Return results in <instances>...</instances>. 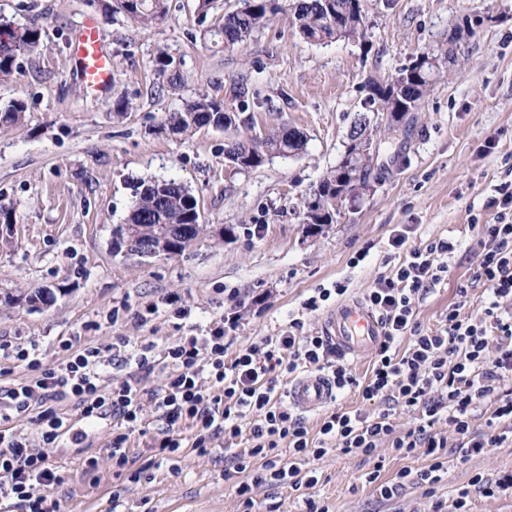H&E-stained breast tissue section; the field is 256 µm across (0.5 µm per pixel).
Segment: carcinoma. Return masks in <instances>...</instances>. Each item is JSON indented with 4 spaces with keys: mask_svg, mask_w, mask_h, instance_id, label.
I'll return each instance as SVG.
<instances>
[{
    "mask_svg": "<svg viewBox=\"0 0 512 512\" xmlns=\"http://www.w3.org/2000/svg\"><path fill=\"white\" fill-rule=\"evenodd\" d=\"M113 11L148 27L165 18L168 5L167 0H117ZM280 13L291 14L297 33L309 41L337 38L359 41L364 34V0H237V7L224 14V23L217 34L222 36L224 46L230 49ZM40 40L41 32L36 27H14L7 21L1 22L0 70L11 68L18 55L34 51ZM437 70V66L425 68L414 59L398 73L415 75V82L391 77L382 81L373 77L367 80L366 111L391 113L390 123L378 126L377 131L391 135L394 133L393 124L403 123L408 113L418 111ZM24 112L26 107L20 100H13L0 108V131L21 125ZM211 124L228 130L239 124V115L224 100L202 95L183 109L167 113L157 132L181 137ZM304 144L303 133L283 123L257 139L252 149L238 145L236 159L244 168L257 169L264 165L267 157H288L290 153L303 149ZM336 174L335 170L328 172L319 183L315 205L309 207L306 216L308 223H333L335 213L331 200L342 199ZM197 207L196 198L183 183L174 179L151 178L137 187L127 221L139 225L140 234L147 240L154 239L156 226L160 223L189 224L190 238L195 239L203 233L195 225L199 217Z\"/></svg>",
    "mask_w": 512,
    "mask_h": 512,
    "instance_id": "obj_1",
    "label": "carcinoma"
}]
</instances>
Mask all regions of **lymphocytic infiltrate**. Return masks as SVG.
Here are the masks:
<instances>
[{
	"mask_svg": "<svg viewBox=\"0 0 512 512\" xmlns=\"http://www.w3.org/2000/svg\"><path fill=\"white\" fill-rule=\"evenodd\" d=\"M478 232L482 250L473 278L484 286L482 313L464 317L460 305H453L444 327L428 333L415 320V304L447 272L454 245L441 240L413 248L407 230L395 231L390 245L403 260L367 296L382 320L384 336L370 374L362 380L324 336L305 332L301 317L289 320L279 335L255 337L231 359L223 327L178 337L166 348V378L157 389L144 385L152 368V344L136 345L119 336L101 348L67 339L60 343L62 357L46 364L36 345L1 337L0 353L22 363L26 373L0 385V507L44 512L46 492L61 482L49 450L62 441L74 415L84 423L98 422L108 413L120 421L122 430L113 434L105 451L126 466L130 436L147 404L156 414L153 442L160 451L173 453L188 443L203 452L219 440L243 441V449L233 455L234 471L242 476L235 491L248 508L254 505V487L262 484L295 491L314 487L317 477L301 471L300 464L322 457L332 444L343 453L365 456L384 442L404 456L424 449L430 460L427 470L405 469L385 483L375 470L367 480L379 482L386 499L407 482L432 490L444 469L442 450L447 446L433 431L436 423H448L468 455L500 446L511 435L512 393H500L499 384L512 376V222L483 224ZM119 360L129 371L120 384L107 385L104 369ZM308 370L328 374L337 394L356 389L366 401L387 398L419 414L421 423L399 435L390 412L334 410L326 413L317 432H310L283 401L281 381L283 375ZM63 400L71 402L73 413L54 409V402ZM488 403L494 406L498 427L475 434L472 418ZM31 412L41 425L33 440L10 426L14 416ZM187 430L192 433L188 440L183 437ZM280 447L288 448L287 460L272 458Z\"/></svg>",
	"mask_w": 512,
	"mask_h": 512,
	"instance_id": "f902f5d3",
	"label": "lymphocytic infiltrate"
}]
</instances>
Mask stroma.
<instances>
[{"mask_svg": "<svg viewBox=\"0 0 512 512\" xmlns=\"http://www.w3.org/2000/svg\"><path fill=\"white\" fill-rule=\"evenodd\" d=\"M105 0H0V16L35 24L41 42L0 74V107L22 100L21 129L0 134V205L14 222L0 224V336L37 344L44 363L61 355L63 340L105 347L113 337L154 342V357L176 337L223 325L229 352L258 336L277 335L316 289L336 283L345 297L365 298L399 264L388 240L411 227L417 247L452 241L448 271L416 304L421 330L442 327L449 306L467 288L462 316L482 311L483 289L472 278L477 227L498 223L490 200L512 181V0H367L364 41L325 44L294 33L276 15L234 48L211 40L235 0H215L200 16L198 0H169L168 17L151 28L104 10ZM479 17L473 36L456 38ZM100 30L115 79L86 94L69 54L72 33L86 22ZM456 39L461 71L442 74L404 131L383 137L364 189L340 203L333 223L308 228L303 218L322 178L334 169L350 127L364 109L368 78L396 74L420 50ZM173 59L166 88L156 58ZM249 79L257 92L238 129L202 128L174 138L158 132L166 113L209 94L228 97ZM128 102L116 113L117 102ZM304 132L300 154L239 170L224 156L226 141L263 135L279 124ZM173 179L195 196L206 232L171 257H123L112 252V229L124 222L143 179ZM51 288L55 302L32 306L27 294ZM179 296L191 314L175 317L166 300ZM342 297V298H345ZM306 315L320 332L325 312ZM116 422L90 427L86 441L50 449L63 484L49 494L61 512H241L224 479V451L186 448L168 461L151 445L155 413L144 407L131 437L133 464L121 467L103 450ZM447 464L433 494L408 484L392 498L366 482L374 461L382 480L421 470L423 453L403 457L381 443L374 460L332 448L310 460L318 483L293 491L255 487L253 512H307L306 499L329 512H512V495L488 497L472 484L512 471V439L481 454L447 447Z\"/></svg>", "mask_w": 512, "mask_h": 512, "instance_id": "1", "label": "stroma"}]
</instances>
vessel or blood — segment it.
Returning <instances> with one entry per match:
<instances>
[{
	"mask_svg": "<svg viewBox=\"0 0 512 512\" xmlns=\"http://www.w3.org/2000/svg\"><path fill=\"white\" fill-rule=\"evenodd\" d=\"M71 52L80 70L79 79L92 93L108 88L113 79L112 59L106 52L94 24H86L74 36ZM327 340L346 355L358 357L371 352L383 335V327L373 309L362 300L344 302L324 319ZM288 402L302 412H314L330 402L334 387L316 372L297 375L286 390Z\"/></svg>",
	"mask_w": 512,
	"mask_h": 512,
	"instance_id": "obj_1",
	"label": "vessel or blood"
}]
</instances>
